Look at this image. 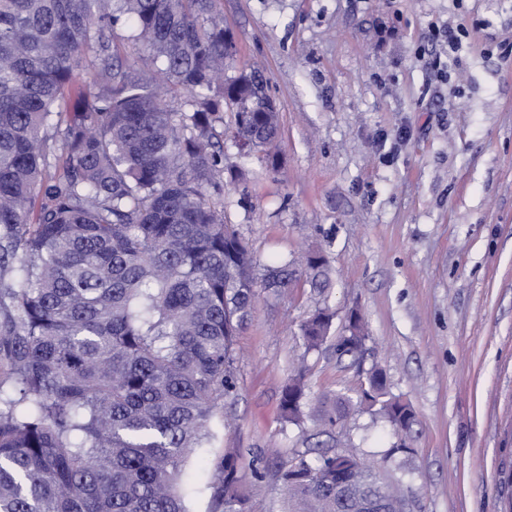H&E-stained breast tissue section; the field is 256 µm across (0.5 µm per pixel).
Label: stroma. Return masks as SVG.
Segmentation results:
<instances>
[{
  "label": "stroma",
  "mask_w": 512,
  "mask_h": 512,
  "mask_svg": "<svg viewBox=\"0 0 512 512\" xmlns=\"http://www.w3.org/2000/svg\"><path fill=\"white\" fill-rule=\"evenodd\" d=\"M237 54L280 113L278 168L224 142V213L258 259L322 248L337 317L356 308L358 361L305 353L306 288L260 296L237 338L228 425L189 460L197 490L237 448L250 512H284L270 462L315 445L283 424L281 389L305 356L310 398L381 368L416 414L409 512H512V0H220ZM468 30L457 57L449 29ZM446 60L449 80L437 76ZM361 457L389 450L384 419L352 414Z\"/></svg>",
  "instance_id": "obj_1"
}]
</instances>
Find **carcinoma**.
I'll use <instances>...</instances> for the list:
<instances>
[{
    "label": "carcinoma",
    "mask_w": 512,
    "mask_h": 512,
    "mask_svg": "<svg viewBox=\"0 0 512 512\" xmlns=\"http://www.w3.org/2000/svg\"><path fill=\"white\" fill-rule=\"evenodd\" d=\"M132 22L153 69L115 53ZM235 41L218 0H0V512H190L182 474L234 396L235 338L260 293L309 286L304 354L331 338L321 252L260 263L224 221V134L275 168L279 113L263 80L224 79ZM88 83L74 86L77 72ZM184 94L177 109L160 89ZM336 337L360 355L362 317ZM301 358L281 419L336 440L277 469L285 512H407L410 486L354 456L338 426L379 414L411 448L415 416L372 369L350 394L307 401ZM237 448L206 484L211 512H249Z\"/></svg>",
    "instance_id": "obj_1"
}]
</instances>
